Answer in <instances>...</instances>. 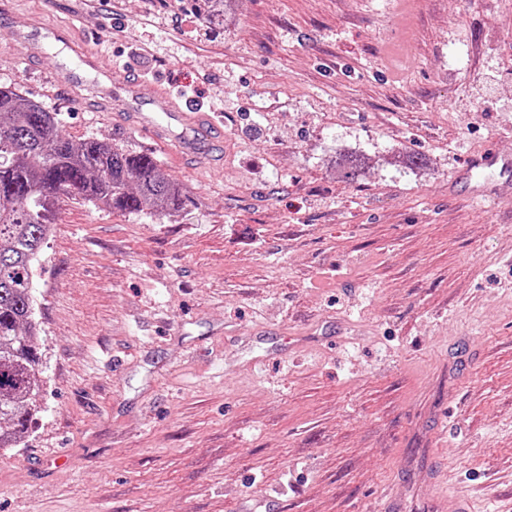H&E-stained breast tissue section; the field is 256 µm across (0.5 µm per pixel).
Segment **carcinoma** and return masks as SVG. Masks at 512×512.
<instances>
[{
  "mask_svg": "<svg viewBox=\"0 0 512 512\" xmlns=\"http://www.w3.org/2000/svg\"><path fill=\"white\" fill-rule=\"evenodd\" d=\"M72 196L122 214L166 215L185 204L154 155L98 140L77 145L56 113L0 88V449L17 447L38 413L34 267L58 202Z\"/></svg>",
  "mask_w": 512,
  "mask_h": 512,
  "instance_id": "cac0c4a2",
  "label": "carcinoma"
}]
</instances>
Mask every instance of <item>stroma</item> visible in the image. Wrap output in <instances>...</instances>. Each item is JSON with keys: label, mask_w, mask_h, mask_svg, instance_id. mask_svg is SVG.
Listing matches in <instances>:
<instances>
[{"label": "stroma", "mask_w": 512, "mask_h": 512, "mask_svg": "<svg viewBox=\"0 0 512 512\" xmlns=\"http://www.w3.org/2000/svg\"><path fill=\"white\" fill-rule=\"evenodd\" d=\"M37 20L224 121L183 156L56 81L63 46L0 38V87L186 196L60 203L41 410L0 450V512H422L436 467L443 512H512V179L492 205L455 184L512 156V0H0V25Z\"/></svg>", "instance_id": "obj_1"}]
</instances>
